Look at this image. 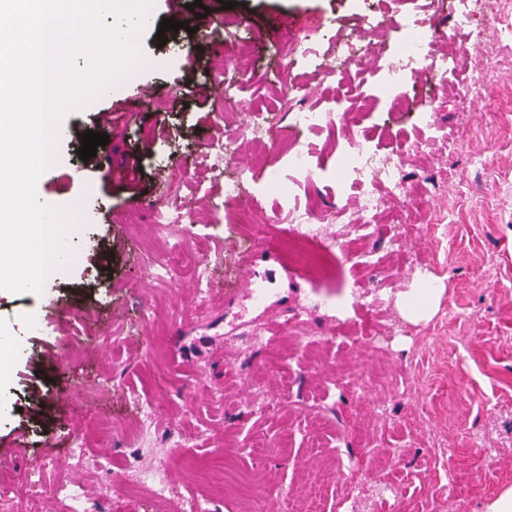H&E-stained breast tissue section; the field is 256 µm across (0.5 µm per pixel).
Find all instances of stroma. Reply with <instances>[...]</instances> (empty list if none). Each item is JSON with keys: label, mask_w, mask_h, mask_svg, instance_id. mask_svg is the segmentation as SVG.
Segmentation results:
<instances>
[{"label": "stroma", "mask_w": 512, "mask_h": 512, "mask_svg": "<svg viewBox=\"0 0 512 512\" xmlns=\"http://www.w3.org/2000/svg\"><path fill=\"white\" fill-rule=\"evenodd\" d=\"M188 2L153 0L156 23L181 19ZM233 2V16L254 37L244 48L234 30L225 31L224 55L252 73L245 99L277 111L283 130L288 120L267 81L279 70L268 50L281 37L279 17H292L300 29L323 23L333 35L352 27L359 12L400 8L398 0ZM156 23L141 32L144 61L121 93L65 116L56 162L37 183L42 203L74 200L82 207L73 263L47 278L40 302L0 294V333L19 345L0 373V464L10 480L22 489L36 484L42 512H65L55 495L59 481H84L94 494L101 477H125L129 451L113 447L112 439L133 423L130 399L140 393L167 408L159 430L178 435L181 445H157L147 455L168 459L181 491L198 495L222 486L230 472L249 480L254 512H487L512 487V63L501 64L484 102L467 106L452 94L438 100L434 119L459 148L437 151L425 165L407 160L412 183L426 177L432 185L413 210L393 213L405 233L399 254H392L390 227L383 224L372 238L378 264L343 266L332 280L309 282L259 259V268L276 271L268 301L281 310L327 290L351 304L341 330L319 314L293 325L301 342L277 373L265 349L240 366L234 335L257 314L238 258L248 242L274 239L273 225L283 222L276 195L254 204L255 223L225 225L211 243L206 308L197 305L190 278L165 290L140 274L138 240L156 209L177 205L200 217L202 196L224 192L210 178L205 153L225 107L206 93L216 47L203 32L183 29L168 31L167 43L159 44ZM295 83L294 75L282 76L294 104L314 106L333 96L355 107L374 95L376 80L358 74L316 94ZM145 89L152 103L144 111ZM104 112L111 125L100 122ZM88 130L110 138L92 162L77 154ZM477 154L489 158L488 172L473 166ZM135 157L143 172L137 185L122 178ZM163 162L177 167L176 180L160 177ZM423 278L442 294L428 315L412 317L400 301ZM358 291H388L392 298L367 312L352 302ZM148 309L165 328L151 370L141 320ZM116 327L124 336L115 345L109 336ZM380 370L385 380L362 392L336 379L341 371L363 377ZM258 388L277 400L262 418L241 408ZM215 389L223 391V403L212 402ZM97 424L108 435L86 441L82 456L69 455L68 436ZM228 437H256L262 445L226 471L212 461ZM46 455L54 466L31 479L36 460ZM331 462L336 469L317 498H286V488L304 485L309 473Z\"/></svg>", "instance_id": "stroma-1"}]
</instances>
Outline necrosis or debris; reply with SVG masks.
<instances>
[{"mask_svg":"<svg viewBox=\"0 0 512 512\" xmlns=\"http://www.w3.org/2000/svg\"><path fill=\"white\" fill-rule=\"evenodd\" d=\"M486 1L457 0L460 9L448 35L457 49L450 55L435 51L432 31L412 13L396 17L377 12L363 14L356 27L337 37L331 52L316 53L311 46L312 35L307 30L290 33L285 41L273 44L272 51L280 58L283 69L301 67L320 85L342 83L353 72L376 75L377 85L389 101L391 111L400 112L408 107L398 93L405 74L422 72L427 74L431 85L447 87L449 73L459 68L472 47L479 46L486 52L489 63L457 91L460 98L477 102L485 96L495 63L512 56V31L472 23V15L480 12ZM435 104L432 97L417 104L422 135L415 142L403 144L393 155L380 154L351 135V127L360 126L365 120L363 109L343 107L338 100L324 107L289 109V126L299 133L326 129L336 134L341 163L338 182L341 204L336 214L343 226L338 236L327 232L318 219L313 198L303 199L298 194L299 188L327 178L328 168L315 162L305 143L283 144L273 113L247 106L245 111L236 113L233 120L225 122L223 136L213 139L207 146L210 174L224 184L223 196L206 200L211 223L194 225L192 214L178 208L161 213L154 231L159 237L174 239L175 246L166 256L146 254L142 276L168 286L175 276L190 272L198 304L206 306L211 272L205 253L212 239L222 232L225 214L234 213L239 224L253 223L252 210L240 207L239 202L244 195L255 192L279 195L280 209L288 218V231L278 243L289 265L325 274L338 259L356 267L377 264V257L367 246V235L375 218L392 202H408L414 197L413 186L404 177V160L414 154H426L437 146L452 151L458 148L447 130L431 121ZM244 139L263 142L268 150L278 153L284 160L283 165L277 167L264 165L263 183L255 182L253 168L237 163L238 144ZM132 470L133 483L144 487L155 498L168 500L172 512H219L223 504L219 496L202 500L179 493L165 460L136 463ZM122 490V484L108 483L99 496L89 497L80 486L65 483L58 487L57 495L66 502L68 512H113Z\"/></svg>","mask_w":512,"mask_h":512,"instance_id":"1","label":"necrosis or debris"}]
</instances>
